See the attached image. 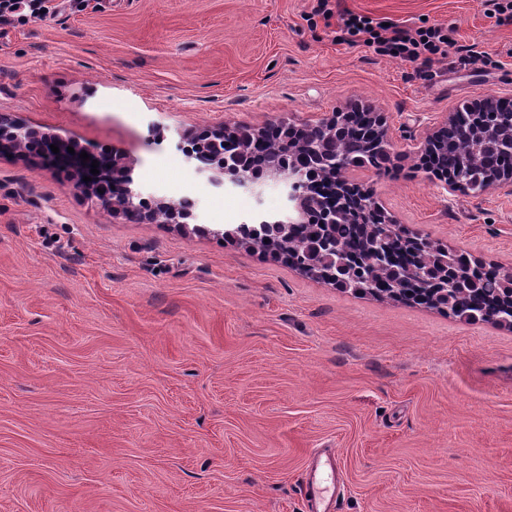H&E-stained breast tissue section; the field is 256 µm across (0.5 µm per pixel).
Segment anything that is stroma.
Listing matches in <instances>:
<instances>
[{
	"label": "stroma",
	"mask_w": 512,
	"mask_h": 512,
	"mask_svg": "<svg viewBox=\"0 0 512 512\" xmlns=\"http://www.w3.org/2000/svg\"><path fill=\"white\" fill-rule=\"evenodd\" d=\"M0 33V114L126 155L145 198L197 199L198 234L133 222L70 172L0 155V512H512V328L358 295L213 225L288 208L281 181L217 189L180 149L358 104L387 170L353 167L394 223L512 271V193L448 192L411 147L480 95L512 98V23L485 0H330L454 25L427 67L340 43L317 0H52ZM335 464L333 459L317 472V467L309 474V491L314 501L310 512H331L330 508L323 507L329 504L336 497V484L334 482Z\"/></svg>",
	"instance_id": "35a3bbf8"
}]
</instances>
